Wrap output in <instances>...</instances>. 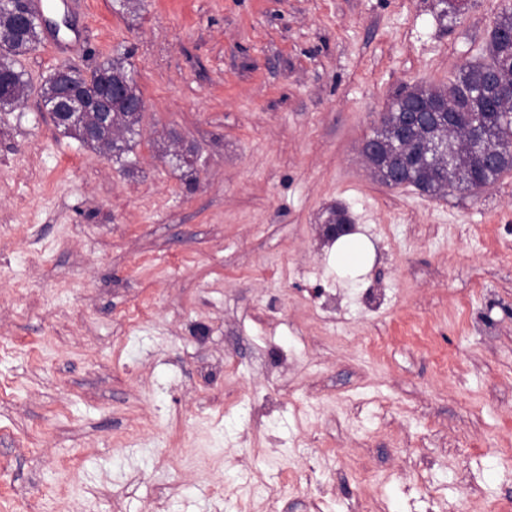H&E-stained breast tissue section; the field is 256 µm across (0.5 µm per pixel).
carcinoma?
Segmentation results:
<instances>
[{
	"label": "carcinoma",
	"instance_id": "carcinoma-1",
	"mask_svg": "<svg viewBox=\"0 0 512 512\" xmlns=\"http://www.w3.org/2000/svg\"><path fill=\"white\" fill-rule=\"evenodd\" d=\"M32 33L27 30L0 42V107L17 104L29 90L25 71L17 68L19 57L30 50ZM494 74L497 84L512 85V9L503 11L495 21L488 45V60L462 66L454 80L443 87L413 86L399 94L398 106L383 114L374 138L380 153L369 158L375 177L389 186L392 171L402 165L411 185L423 188L431 196L448 191L480 189L496 183L512 170V107L492 103L485 94V74ZM107 77L123 84V94L107 101L112 125L102 127L96 112H87L77 126L61 130L83 145L105 151L118 159L131 152L130 142L138 134L141 117L130 103L142 98L128 57L116 56L85 73L71 70L67 81L76 87L95 84ZM440 102L452 116L422 135L424 139L444 137L452 145L449 168L431 160L425 150H414L401 140L398 129L402 113L418 103Z\"/></svg>",
	"mask_w": 512,
	"mask_h": 512
}]
</instances>
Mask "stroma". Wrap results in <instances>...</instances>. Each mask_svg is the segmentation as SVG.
<instances>
[{
  "label": "stroma",
  "mask_w": 512,
  "mask_h": 512,
  "mask_svg": "<svg viewBox=\"0 0 512 512\" xmlns=\"http://www.w3.org/2000/svg\"><path fill=\"white\" fill-rule=\"evenodd\" d=\"M510 6L48 11L0 110V512H512V172L428 196L361 152ZM122 53L131 169L41 98ZM335 205L374 248L353 273L319 239Z\"/></svg>",
  "instance_id": "stroma-1"
}]
</instances>
